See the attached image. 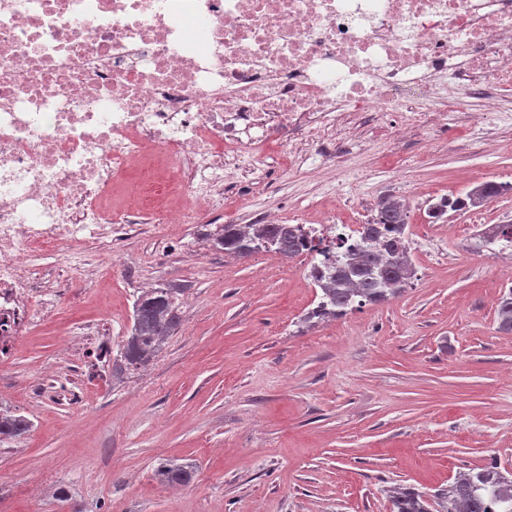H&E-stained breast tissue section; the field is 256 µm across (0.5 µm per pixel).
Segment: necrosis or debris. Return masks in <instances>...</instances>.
Masks as SVG:
<instances>
[{"label":"necrosis or debris","mask_w":512,"mask_h":512,"mask_svg":"<svg viewBox=\"0 0 512 512\" xmlns=\"http://www.w3.org/2000/svg\"><path fill=\"white\" fill-rule=\"evenodd\" d=\"M512 91V0H0V350L48 313L39 259L106 260L139 214L194 224L244 199L268 143L304 158L445 130ZM139 179L113 210L112 184Z\"/></svg>","instance_id":"1"}]
</instances>
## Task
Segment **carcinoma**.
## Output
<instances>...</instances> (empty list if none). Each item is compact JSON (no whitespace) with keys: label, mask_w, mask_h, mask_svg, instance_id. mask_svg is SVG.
<instances>
[{"label":"carcinoma","mask_w":512,"mask_h":512,"mask_svg":"<svg viewBox=\"0 0 512 512\" xmlns=\"http://www.w3.org/2000/svg\"><path fill=\"white\" fill-rule=\"evenodd\" d=\"M507 187L485 181L465 196H446L431 204L435 220L449 212L482 207ZM408 208L395 196L383 198L377 214L361 232L362 245L351 248L345 238L329 242L309 240L288 224H219L206 233L211 246L236 258H247L271 249L292 257L307 250L324 256V265H314L309 277L321 291L319 301L303 317L310 326L336 319L369 304L397 297L414 277L409 255ZM180 288H145L133 303L132 325L112 368L136 370L146 366L160 351L165 339L180 324L177 299ZM500 333L512 334V288L499 298L495 320ZM30 422L0 411V441L26 434ZM158 477L172 485H187L195 467L176 460L165 462ZM391 512H512V472L499 466H477L459 474L433 493L398 487L390 491Z\"/></svg>","instance_id":"obj_1"}]
</instances>
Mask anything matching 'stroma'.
I'll return each mask as SVG.
<instances>
[{"label": "stroma", "instance_id": "1", "mask_svg": "<svg viewBox=\"0 0 512 512\" xmlns=\"http://www.w3.org/2000/svg\"><path fill=\"white\" fill-rule=\"evenodd\" d=\"M455 132L422 129L387 144L350 137L334 167L290 171L285 148L255 156L279 192L256 184L233 202L237 223L258 208L315 215L322 192L341 199L336 223L364 224L379 199L405 200L416 276L396 298L314 327L308 258L238 259L205 244L204 211L179 227L175 250L132 235L111 264L68 293L0 358V409L30 430L0 443V512H390L389 492L431 493L458 473L512 470V335L494 310L512 286L500 249H459L474 216L512 223V192L478 211L427 222V204L472 186L512 185V129L486 112H458ZM496 138L483 147L468 125ZM182 286L181 323L148 366L113 374L88 358L84 329L107 319L120 353L141 288ZM196 467L186 486L162 483L160 463Z\"/></svg>", "mask_w": 512, "mask_h": 512}]
</instances>
